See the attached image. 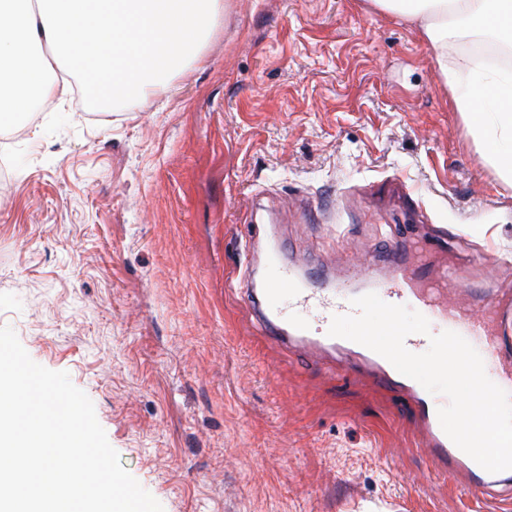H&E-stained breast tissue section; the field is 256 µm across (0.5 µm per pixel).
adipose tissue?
Returning a JSON list of instances; mask_svg holds the SVG:
<instances>
[{
	"mask_svg": "<svg viewBox=\"0 0 512 512\" xmlns=\"http://www.w3.org/2000/svg\"><path fill=\"white\" fill-rule=\"evenodd\" d=\"M375 2L419 24L483 160L512 186V69L448 65L452 35L485 34L512 49V0ZM222 9V0H0V124L29 112L33 97L66 102L75 75L104 104L165 87L201 61Z\"/></svg>",
	"mask_w": 512,
	"mask_h": 512,
	"instance_id": "1",
	"label": "adipose tissue"
}]
</instances>
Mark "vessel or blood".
Instances as JSON below:
<instances>
[{"label":"vessel or blood","mask_w":512,"mask_h":512,"mask_svg":"<svg viewBox=\"0 0 512 512\" xmlns=\"http://www.w3.org/2000/svg\"><path fill=\"white\" fill-rule=\"evenodd\" d=\"M264 267V288L247 291L246 296L249 307L266 328L302 344L303 355L308 359L320 348L351 346L378 365L387 381L400 385L425 421L429 433L426 450L430 456L443 465L446 473H466V492L487 494L494 486L512 483L511 470L486 471L446 435L437 416L438 407L447 403L445 396L429 394L420 383L400 374L387 359L369 348L328 334L332 317L354 313L353 299L367 290L387 303L405 305L423 314L430 322V334L450 330L475 339L485 365L499 369L498 386L512 393L511 301L504 303L487 297L477 313L458 309L452 303L458 283L447 268L412 262L403 249L388 261L386 273L370 275L360 265L345 280L333 285L289 268L284 252L277 246L265 252Z\"/></svg>","instance_id":"b4317fda"}]
</instances>
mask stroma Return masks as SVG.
<instances>
[{
  "instance_id": "stroma-1",
  "label": "stroma",
  "mask_w": 512,
  "mask_h": 512,
  "mask_svg": "<svg viewBox=\"0 0 512 512\" xmlns=\"http://www.w3.org/2000/svg\"><path fill=\"white\" fill-rule=\"evenodd\" d=\"M201 64L0 129V327L92 401L164 512H512L461 491L375 373L270 340L228 281L256 225L344 278L386 243L512 294V188L429 43L374 0H223ZM444 228L447 242L429 238Z\"/></svg>"
}]
</instances>
